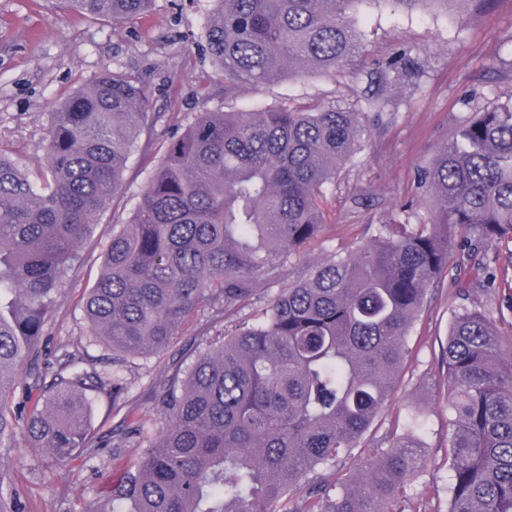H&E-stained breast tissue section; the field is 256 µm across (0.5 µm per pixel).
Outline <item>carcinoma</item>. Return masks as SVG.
I'll use <instances>...</instances> for the list:
<instances>
[{"instance_id": "carcinoma-1", "label": "carcinoma", "mask_w": 512, "mask_h": 512, "mask_svg": "<svg viewBox=\"0 0 512 512\" xmlns=\"http://www.w3.org/2000/svg\"><path fill=\"white\" fill-rule=\"evenodd\" d=\"M494 0H389L413 10ZM89 17L133 20L153 0H53ZM360 0H214L206 51L230 93L309 69L346 68L360 48ZM383 88L419 76L411 51L386 63ZM147 100L136 78L105 72L52 113L33 180L0 150V449L18 442L65 466L93 438L92 399L126 392L123 367L162 354L199 316L239 314L258 285L265 306L220 332L158 396L161 434L124 420L112 447L144 448L88 512H405L424 466L417 426L360 472L338 469L384 410L405 343L435 277L495 282L479 243L512 240V105L470 112L420 173L434 197L424 224L387 230L349 254L292 258L319 236V201L361 147L359 112H199L162 140L129 221L112 225L83 311L112 351V376L80 348L46 358L42 336L77 247L121 189ZM455 255L448 264V255ZM448 370V512H512V360L494 317L454 312ZM25 395L15 399L18 388ZM0 454V512H27Z\"/></svg>"}]
</instances>
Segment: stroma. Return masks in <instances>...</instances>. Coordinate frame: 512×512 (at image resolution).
I'll return each instance as SVG.
<instances>
[{"mask_svg": "<svg viewBox=\"0 0 512 512\" xmlns=\"http://www.w3.org/2000/svg\"><path fill=\"white\" fill-rule=\"evenodd\" d=\"M212 9V0H154L144 18L109 21L53 10L48 0H0V147L18 156L31 173L43 165L52 112L104 70L136 77L149 100L152 128L142 132L121 190L78 248L79 259L45 328L50 349L73 348L84 336L82 298L100 275L113 225L131 217L162 137L181 133L196 113L272 106L361 113L367 129L362 148L322 198L323 231L292 261L295 278L309 261L356 250L382 225L425 220L420 170L431 166L455 137L462 117L512 102V78L506 75L512 67V0H496L486 11L455 12L430 6L399 11L387 0H361L351 15L362 49L344 71L311 69L263 90L242 84L230 94L205 51ZM402 49L420 57L421 77L395 87L392 109L380 114L366 110L382 63ZM492 251L498 258L495 287L479 286L471 276L458 286L445 275L430 286L387 410L360 448L341 463L345 470L364 469L388 448L392 431H405L412 418H419L425 471L406 488L408 512H448L452 473L443 354L454 311L462 306L493 310L502 351L512 353V242L496 243ZM216 328L213 318H198L163 354L125 369L128 391L120 407L106 397L92 404L102 435L126 416L161 431L166 418L157 394L178 367L191 364ZM138 455L135 448H91L59 469L43 461L35 448L9 453L17 462L13 480L25 491L31 512H89L115 469Z\"/></svg>", "mask_w": 512, "mask_h": 512, "instance_id": "35a3bbf8", "label": "stroma"}]
</instances>
